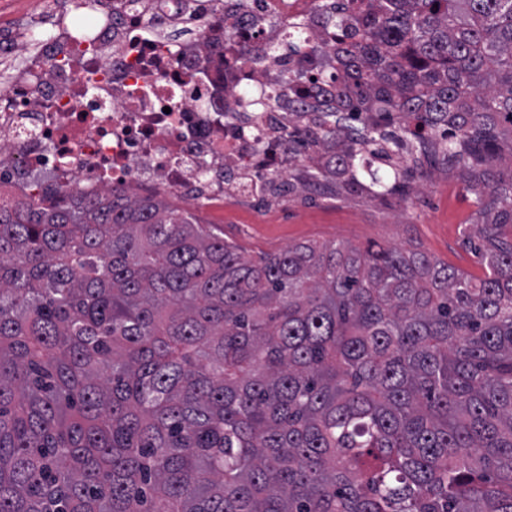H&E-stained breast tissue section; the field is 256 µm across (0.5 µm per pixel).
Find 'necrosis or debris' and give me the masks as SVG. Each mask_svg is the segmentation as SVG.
Listing matches in <instances>:
<instances>
[{"label": "necrosis or debris", "mask_w": 512, "mask_h": 512, "mask_svg": "<svg viewBox=\"0 0 512 512\" xmlns=\"http://www.w3.org/2000/svg\"><path fill=\"white\" fill-rule=\"evenodd\" d=\"M331 0H41L0 21V197L36 204L115 189L176 206L256 194L299 163L290 133L313 129L333 89ZM318 45L283 58L288 32ZM259 57L243 70L240 50ZM312 76L308 113L269 90L285 68ZM324 81H315L316 73Z\"/></svg>", "instance_id": "1"}]
</instances>
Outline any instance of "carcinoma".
<instances>
[{
  "instance_id": "carcinoma-1",
  "label": "carcinoma",
  "mask_w": 512,
  "mask_h": 512,
  "mask_svg": "<svg viewBox=\"0 0 512 512\" xmlns=\"http://www.w3.org/2000/svg\"><path fill=\"white\" fill-rule=\"evenodd\" d=\"M348 2L343 83L289 140L338 149L273 190L403 194L440 154L484 276L399 245L254 258L118 191L0 200V512H512V0Z\"/></svg>"
}]
</instances>
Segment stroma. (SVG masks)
Wrapping results in <instances>:
<instances>
[{
  "label": "stroma",
  "mask_w": 512,
  "mask_h": 512,
  "mask_svg": "<svg viewBox=\"0 0 512 512\" xmlns=\"http://www.w3.org/2000/svg\"><path fill=\"white\" fill-rule=\"evenodd\" d=\"M477 209L460 169L439 161L429 175L415 176L405 199L354 194L329 180L268 204L238 200L221 208L194 207L190 213L252 257L306 241L357 249L378 242L421 250L480 277L484 270L463 234Z\"/></svg>",
  "instance_id": "1"
}]
</instances>
